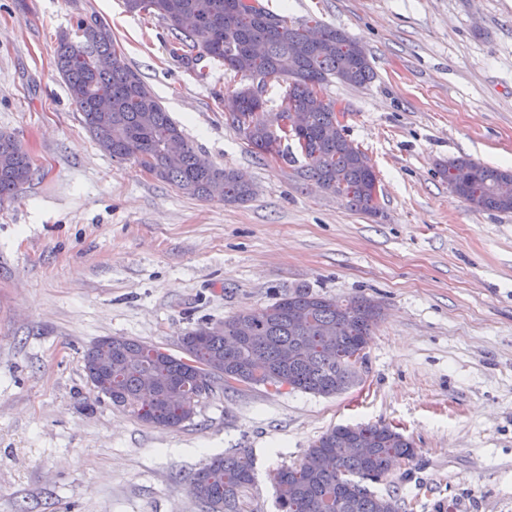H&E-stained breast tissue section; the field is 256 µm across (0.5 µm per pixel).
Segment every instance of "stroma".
<instances>
[{
	"label": "stroma",
	"instance_id": "35a3bbf8",
	"mask_svg": "<svg viewBox=\"0 0 512 512\" xmlns=\"http://www.w3.org/2000/svg\"><path fill=\"white\" fill-rule=\"evenodd\" d=\"M367 51L366 87L323 90L369 157L377 211L350 210L264 158L224 120L240 75L199 81L168 32L123 0H0V130L37 171L0 202V512H202L190 480L247 449L251 512H276L274 473L336 425L384 422L418 455L369 488L402 512H512V212H479L442 170L512 167V0H262ZM97 17L117 50L216 164L247 174L243 205L204 201L95 144L55 67L61 34ZM300 285L384 305L365 380L335 396L215 388L176 428L88 395L104 336L178 353L183 334Z\"/></svg>",
	"mask_w": 512,
	"mask_h": 512
}]
</instances>
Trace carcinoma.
Listing matches in <instances>:
<instances>
[{"instance_id": "1", "label": "carcinoma", "mask_w": 512, "mask_h": 512, "mask_svg": "<svg viewBox=\"0 0 512 512\" xmlns=\"http://www.w3.org/2000/svg\"><path fill=\"white\" fill-rule=\"evenodd\" d=\"M235 0H125L130 13L144 12L161 20L172 36L171 54L196 70L201 81L209 73L198 67L208 57L247 80L232 91L236 109L224 113L227 123L264 158L284 157L282 138L275 126L286 110L306 119L296 135L304 164L300 175L330 193L340 195L348 208L373 213L377 209V177L367 156L333 130L335 105L319 101L316 92L336 79L365 85L374 78L361 45L340 29L316 20L292 24L278 17L268 25L256 16L233 8ZM185 15L202 22L201 34H186L179 27ZM81 41L60 38L56 66L82 122L101 150L120 160H132L156 179L183 193L226 204H245L253 186L238 179V170L221 168L186 139L180 126L140 76L119 54L112 31L92 18L79 20ZM113 56L112 68L97 60ZM272 78L287 83L280 109L265 110V101L252 99V81ZM178 138L184 150L177 156L165 151L166 141ZM448 186L476 211L512 212V196L502 197L496 187L512 180V169L483 165L469 157L448 162ZM30 155L11 133L0 131V202L11 198L34 175ZM307 318L299 325L294 315ZM382 306L364 296L339 299L297 286L274 303L242 310L219 322H205L188 330L181 341L191 347L195 361L206 369L208 387L234 374L249 384L283 378L293 390L320 396L336 392L350 378V358L368 347ZM246 321L251 334L242 337L236 324ZM305 347L302 357L286 363L279 359L286 347ZM87 380L94 400L133 413L155 427H177L193 418L198 401L172 397L176 386L193 388L194 378L180 357L164 354L125 336L112 337V374L103 375L102 360L84 354ZM373 443L364 451L348 437ZM415 459V451L383 435L375 424H357L352 434L334 427L309 448L304 460L278 470L273 480L278 512H400L399 501L371 492L393 466ZM254 481L253 463L246 449L218 455L196 473L192 491L205 512H247Z\"/></svg>"}]
</instances>
